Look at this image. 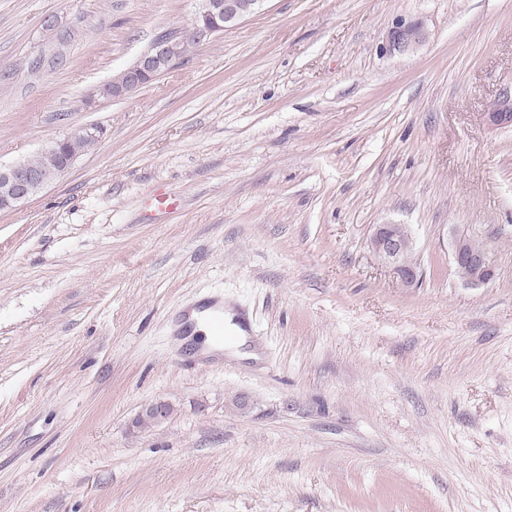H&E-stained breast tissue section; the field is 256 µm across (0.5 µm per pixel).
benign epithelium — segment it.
Returning a JSON list of instances; mask_svg holds the SVG:
<instances>
[{"mask_svg":"<svg viewBox=\"0 0 512 512\" xmlns=\"http://www.w3.org/2000/svg\"><path fill=\"white\" fill-rule=\"evenodd\" d=\"M266 0H199L194 18L196 40L201 43L214 33L208 27L213 22L227 30L237 26L244 18L261 9ZM425 39L417 23L398 22L390 31V45L398 51H405L419 45ZM179 48L176 44L162 40L140 55L135 63L119 72L103 85L98 94L105 98L126 97L153 78L171 69L178 61ZM488 121L494 126L512 124V95L504 97L488 113ZM52 180L42 171L18 161L0 165V210L13 209L41 192ZM372 252L388 266L400 281L412 286L418 278V270L408 262L414 250V241L404 224H379L369 242ZM452 261L458 276L472 285L489 283L495 277L493 259L486 243L476 237L458 235L452 246ZM169 416V405L163 402L151 403L142 410L140 418L160 423Z\"/></svg>","mask_w":512,"mask_h":512,"instance_id":"obj_1","label":"benign epithelium"}]
</instances>
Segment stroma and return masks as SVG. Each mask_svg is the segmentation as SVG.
I'll return each mask as SVG.
<instances>
[{
  "label": "stroma",
  "mask_w": 512,
  "mask_h": 512,
  "mask_svg": "<svg viewBox=\"0 0 512 512\" xmlns=\"http://www.w3.org/2000/svg\"><path fill=\"white\" fill-rule=\"evenodd\" d=\"M196 8L0 0V164L97 131L0 211V512H512V0H266L97 96ZM399 20L424 41L390 50ZM216 300L252 358L182 343ZM179 48L168 40L153 44L135 63L103 85L98 94L105 98L126 97L153 78L171 69L181 58ZM372 252L388 266L400 281L412 286L418 278V270L408 262L414 250V241L404 224H379L369 242ZM452 261L458 276L472 285L487 284L495 277L490 250L482 239L468 235L456 236L452 246Z\"/></svg>",
  "instance_id": "35a3bbf8"
}]
</instances>
